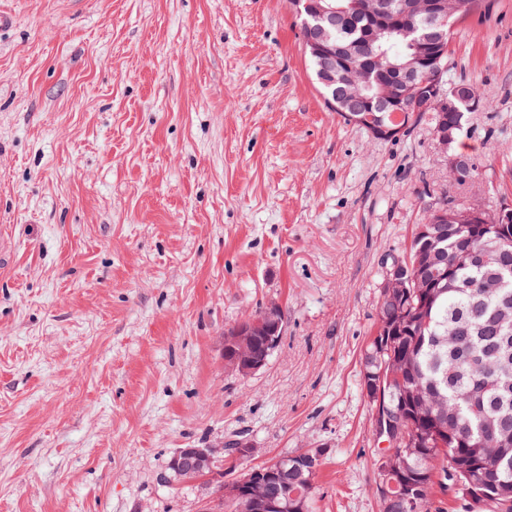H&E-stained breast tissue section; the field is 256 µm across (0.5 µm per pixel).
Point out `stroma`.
<instances>
[{"instance_id": "1", "label": "stroma", "mask_w": 512, "mask_h": 512, "mask_svg": "<svg viewBox=\"0 0 512 512\" xmlns=\"http://www.w3.org/2000/svg\"><path fill=\"white\" fill-rule=\"evenodd\" d=\"M459 21L458 144L378 141L326 105L288 0H0V512H212L170 457L241 435L323 449L312 512H381L360 355L387 255L429 207L512 202V0ZM279 306L248 376L224 334Z\"/></svg>"}]
</instances>
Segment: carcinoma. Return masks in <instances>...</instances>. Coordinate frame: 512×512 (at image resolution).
<instances>
[{
  "instance_id": "carcinoma-1",
  "label": "carcinoma",
  "mask_w": 512,
  "mask_h": 512,
  "mask_svg": "<svg viewBox=\"0 0 512 512\" xmlns=\"http://www.w3.org/2000/svg\"><path fill=\"white\" fill-rule=\"evenodd\" d=\"M482 0H448V24L438 26L419 15L413 32L396 30L367 40L373 20L368 7L358 4L336 21L297 18L301 31L317 23L336 32V42L352 46L355 63L378 58L402 62L413 53L414 40H426L448 51L459 19L481 8ZM312 77L323 97L341 93L346 85L326 86L320 65L306 52ZM408 118L421 119L430 111L414 93L402 99ZM448 113L453 126L449 148L464 131L470 109L456 102ZM479 243L456 224L437 237L414 234L406 254L444 256L453 266V288H409L401 295L379 294L374 336L361 353V391L371 413L399 411L403 433L395 451L378 448L376 487L383 512H423L424 507L460 480L477 482L482 494L466 498L467 512H512V240L501 244L478 264H462L458 256ZM509 287L493 290L486 284L497 277ZM320 459L310 450L249 470L243 478L218 483L228 491L233 512H256L276 499L288 512L302 505L310 512L314 479Z\"/></svg>"
}]
</instances>
